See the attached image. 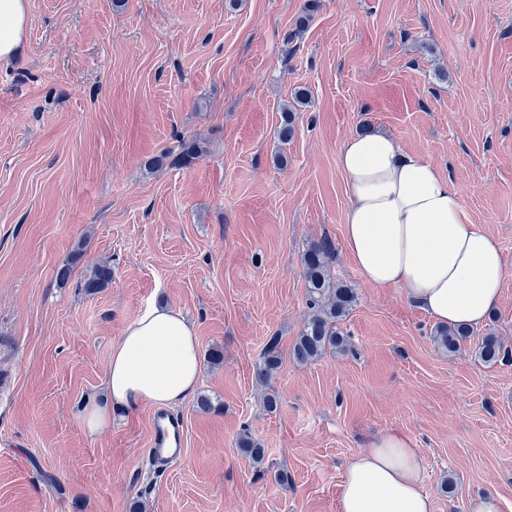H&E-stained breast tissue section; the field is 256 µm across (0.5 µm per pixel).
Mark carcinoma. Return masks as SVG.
Instances as JSON below:
<instances>
[{"label": "carcinoma", "mask_w": 512, "mask_h": 512, "mask_svg": "<svg viewBox=\"0 0 512 512\" xmlns=\"http://www.w3.org/2000/svg\"><path fill=\"white\" fill-rule=\"evenodd\" d=\"M315 4L309 3L303 14L296 20L295 27L288 33V40L298 39L305 32L314 12ZM202 147L196 142H185L175 162L186 166L200 157ZM334 245L324 238L311 245L302 255L307 293L313 314L302 330L293 347V355L300 362H313L329 351H341L345 338L337 328V322L348 315L356 302L354 289L346 283L332 277L330 262L334 256ZM112 282V269L105 265L96 267L90 278L84 283L89 292H96ZM476 330L465 326L438 327L434 332V341L443 349L452 353L471 341ZM278 340L273 337L263 356V366L259 368L261 379L269 378L280 364L277 350ZM475 355L485 363H496L504 358L506 351L498 337L487 333L474 341ZM238 447L244 454L260 464L264 459V449L249 432L244 431L238 439Z\"/></svg>", "instance_id": "cac0c4a2"}]
</instances>
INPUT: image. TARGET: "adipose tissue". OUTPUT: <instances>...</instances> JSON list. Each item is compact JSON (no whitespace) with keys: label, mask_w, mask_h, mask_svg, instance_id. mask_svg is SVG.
<instances>
[{"label":"adipose tissue","mask_w":512,"mask_h":512,"mask_svg":"<svg viewBox=\"0 0 512 512\" xmlns=\"http://www.w3.org/2000/svg\"><path fill=\"white\" fill-rule=\"evenodd\" d=\"M27 25L26 0H0V62L20 55ZM337 165L349 198L347 251L364 281L405 288L439 324L480 328L499 300L504 259L474 224L455 182L381 134L347 138ZM198 349L180 312L145 311L113 345L106 397L83 407V427L93 435L111 425L113 410L183 403L199 383ZM424 471L408 436L381 434L347 463L338 512H434Z\"/></svg>","instance_id":"adipose-tissue-1"}]
</instances>
